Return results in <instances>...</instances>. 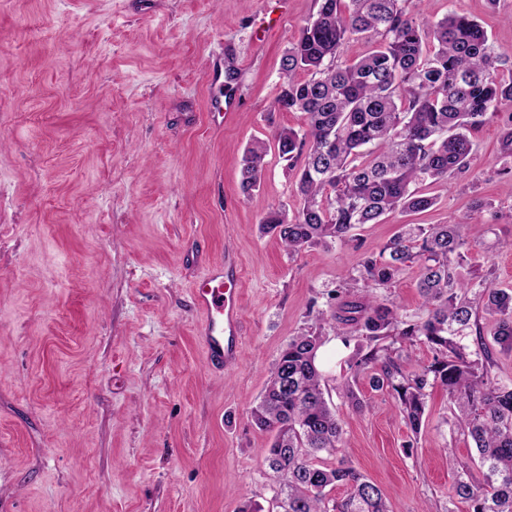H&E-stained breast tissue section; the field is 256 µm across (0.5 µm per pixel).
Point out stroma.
<instances>
[{"instance_id": "1", "label": "stroma", "mask_w": 512, "mask_h": 512, "mask_svg": "<svg viewBox=\"0 0 512 512\" xmlns=\"http://www.w3.org/2000/svg\"><path fill=\"white\" fill-rule=\"evenodd\" d=\"M487 29L512 72V0H422ZM315 0H0V512H270L271 443L251 411L282 347L333 291L351 286L404 224H443L483 201L479 241L456 270L512 289V102L473 132L469 170L422 184L436 204L358 226L352 241L291 254L259 222L295 212L296 168L277 152L280 61ZM232 54V91L208 87ZM221 98L227 118L211 114ZM268 147L258 188L241 158ZM241 273L243 354L212 369L191 295L211 265ZM416 265L375 289L400 313L422 312ZM366 337L326 330L319 358L343 427L327 465L351 464L385 492L388 512H467L449 456L470 438L433 388L419 432L393 397L350 377ZM350 380L367 408L337 387Z\"/></svg>"}]
</instances>
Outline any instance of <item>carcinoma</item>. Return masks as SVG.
Here are the masks:
<instances>
[{
    "mask_svg": "<svg viewBox=\"0 0 512 512\" xmlns=\"http://www.w3.org/2000/svg\"><path fill=\"white\" fill-rule=\"evenodd\" d=\"M317 11L282 61L279 108L306 115L304 129L275 134L280 156L301 164L295 191L301 207L290 216L270 213L261 229L274 231L290 252L346 242L361 224L391 212H420L436 198L424 182H446L466 172L472 132L512 102V74H497L500 55L487 29L456 10L437 21L420 20L409 0H316ZM361 38L371 44L353 61L341 47ZM433 48H428V42ZM265 143L242 155L243 190L261 183ZM478 217L447 224H404L376 257L361 264L355 285L336 291L331 318L320 312L315 328L280 351L252 418L272 434L266 462L277 478L278 512H387L382 488L353 466L319 462L342 442V427L325 397L318 360L322 326L365 336L370 350L353 358V375L370 372V384L395 399L413 433L420 430L428 390L441 386L455 409L458 429L478 453L482 482L470 481L466 461L451 460L459 478L454 496L468 512H512V384L494 372L496 362L479 320L493 319L492 340L512 353V289L457 281L453 265L469 248L466 230ZM416 263L426 314L412 318L384 300L359 294L388 286L406 263ZM426 344L432 361L404 371L387 340ZM346 489L340 500L329 497Z\"/></svg>",
    "mask_w": 512,
    "mask_h": 512,
    "instance_id": "carcinoma-1",
    "label": "carcinoma"
}]
</instances>
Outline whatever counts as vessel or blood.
I'll use <instances>...</instances> for the list:
<instances>
[{"mask_svg":"<svg viewBox=\"0 0 512 512\" xmlns=\"http://www.w3.org/2000/svg\"><path fill=\"white\" fill-rule=\"evenodd\" d=\"M235 264L212 266L197 282L193 301L203 316L201 336L212 366L223 368L238 362L241 323Z\"/></svg>","mask_w":512,"mask_h":512,"instance_id":"1","label":"vessel or blood"}]
</instances>
